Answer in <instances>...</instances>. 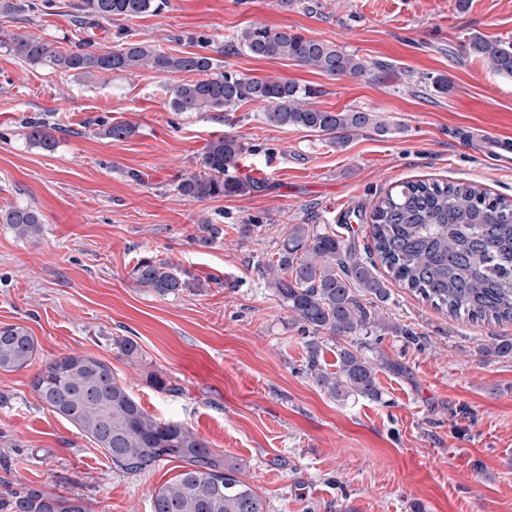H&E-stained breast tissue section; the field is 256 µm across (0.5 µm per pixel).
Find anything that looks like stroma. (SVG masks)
<instances>
[{"mask_svg":"<svg viewBox=\"0 0 512 512\" xmlns=\"http://www.w3.org/2000/svg\"><path fill=\"white\" fill-rule=\"evenodd\" d=\"M0 14V31L63 49L109 51L146 40L173 54L220 58L225 70L316 89L314 106L377 113L391 134L326 137L265 124L262 107L177 113L179 76L140 69L91 76L21 63L0 49V211L36 207L39 241L0 224V327L22 325L38 350L29 367L0 372V483L44 485L83 497L89 512H151L178 472L164 461L113 472L79 430L44 408L32 380L47 362L87 354L110 364L151 415L186 423L242 467L267 512H512V358L481 346L512 340V323L484 325L436 310L392 278L374 310L384 330L366 356L378 398L335 400L305 372L303 339L259 266L288 224L336 230L364 250L370 214L403 181L477 182L512 198V172L475 149L512 138V79L465 45L471 34L512 40V0H166L145 15L79 23V0H35ZM264 24L327 41L370 62L362 77H330L280 59L232 54L243 29ZM47 119L58 147L24 137L22 120ZM132 123L122 140L104 125ZM237 136L245 196L178 198L213 137ZM224 228L209 247L201 222ZM168 260L206 289L161 297L131 271ZM134 338L128 362L113 339ZM178 394L158 392L152 375Z\"/></svg>","mask_w":512,"mask_h":512,"instance_id":"stroma-1","label":"stroma"}]
</instances>
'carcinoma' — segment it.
Listing matches in <instances>:
<instances>
[{
    "label": "carcinoma",
    "mask_w": 512,
    "mask_h": 512,
    "mask_svg": "<svg viewBox=\"0 0 512 512\" xmlns=\"http://www.w3.org/2000/svg\"><path fill=\"white\" fill-rule=\"evenodd\" d=\"M162 5L161 0H81L79 11L86 18L110 21L138 17ZM237 42V51L254 58L289 60L327 76L360 77L370 71L368 62L332 43L266 25L244 29ZM0 48L30 66L48 65L82 75L141 68L160 75H200L174 87L168 101L174 112H231L255 102L263 106L268 125L314 132L338 146L354 132H391L373 112H333L309 105L305 99L314 91L295 82L218 73L211 56L170 54L145 40H126L111 51L74 52L31 35L3 32ZM467 49L494 74L512 78V42L474 34ZM26 137L45 152L57 148L56 137L40 119L26 121ZM244 151L245 144L233 135L210 140L201 157L202 171L180 179L176 194L205 202L249 193L254 183L231 175ZM0 224L32 242L43 232L40 212L29 205L0 212ZM222 238L223 227L200 224L194 241L208 246ZM371 238L373 245L361 255L332 230L288 224L276 261L265 268L275 295L303 335L307 375L332 399L379 395L377 367L364 349L382 321L363 297L379 302L386 298L380 266L402 287L455 318L512 322V199L469 182H404L375 206ZM131 276L159 296L205 287L189 272L155 256L139 259ZM324 335L339 340L334 372L320 361ZM113 346L131 362L138 358L139 346L131 338H116ZM480 354L487 359L512 357V340L485 345ZM36 355L37 343L26 327L0 328V372L26 368ZM32 388L43 406L69 421L105 454L113 471L137 475L162 461L181 463L179 473L154 492L152 512H266L261 497L240 478V466L225 461L186 424L150 415L101 359L87 354L57 357L41 368ZM0 512L88 510L80 496L7 485L0 493Z\"/></svg>",
    "instance_id": "cac0c4a2"
}]
</instances>
